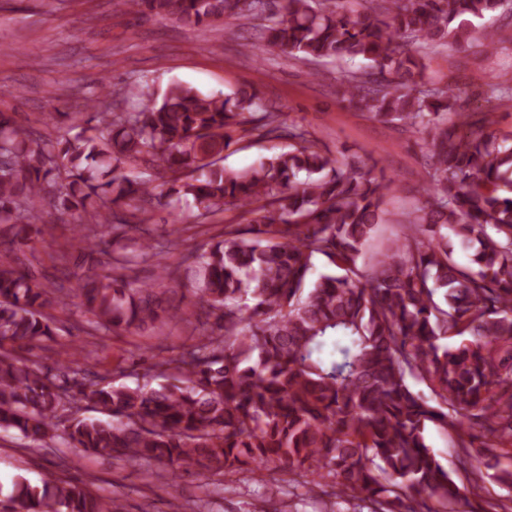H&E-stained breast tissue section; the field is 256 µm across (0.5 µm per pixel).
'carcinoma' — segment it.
<instances>
[{"instance_id":"carcinoma-1","label":"carcinoma","mask_w":512,"mask_h":512,"mask_svg":"<svg viewBox=\"0 0 512 512\" xmlns=\"http://www.w3.org/2000/svg\"><path fill=\"white\" fill-rule=\"evenodd\" d=\"M282 0L251 48L347 67L338 91L384 123L426 134L418 143L428 182L401 233L376 257L366 246L391 188L253 92L206 94L174 82L162 98L146 81L111 88L136 107L101 112L96 101L72 137H45L0 112V431L29 448L59 439L101 457L163 464L174 474L270 481L331 478L337 499L367 512H462L489 479L512 488V132L458 108L459 93L423 81L418 48L478 42L497 49L483 20L502 0ZM126 14L204 30L259 15L266 0H124ZM457 121L448 123V113ZM288 136L291 149L243 169L224 151L250 137ZM206 222L222 206L253 216L173 266L153 236L163 205L153 175ZM70 218L49 245L65 279L22 268L41 234V205ZM141 214L132 225L125 212ZM135 229L137 248L114 245ZM471 251L463 266L449 236ZM317 256L333 270L314 275ZM157 263L154 283L125 271ZM182 293L200 326L195 344L144 369L145 383L114 385L90 371L75 345L54 368L3 350L57 334L49 310L72 303L91 331L141 335L182 319L163 306ZM457 339L450 347L445 340ZM424 382L432 405L409 379ZM106 418H86L82 406ZM430 424L457 435L460 488L427 444ZM0 512H125L92 483L18 477Z\"/></svg>"}]
</instances>
